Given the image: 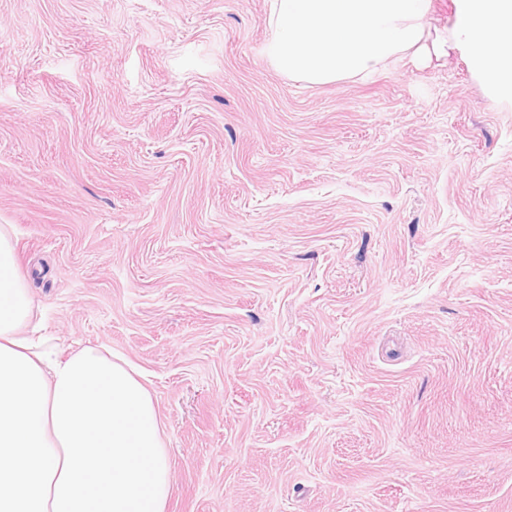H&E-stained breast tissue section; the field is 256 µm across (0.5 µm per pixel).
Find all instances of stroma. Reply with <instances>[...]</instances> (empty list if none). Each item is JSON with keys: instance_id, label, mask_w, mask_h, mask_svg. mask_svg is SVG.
Here are the masks:
<instances>
[{"instance_id": "35a3bbf8", "label": "stroma", "mask_w": 512, "mask_h": 512, "mask_svg": "<svg viewBox=\"0 0 512 512\" xmlns=\"http://www.w3.org/2000/svg\"><path fill=\"white\" fill-rule=\"evenodd\" d=\"M270 0H0V225L146 378L167 512H512V98L447 42L310 85Z\"/></svg>"}]
</instances>
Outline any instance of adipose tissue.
I'll return each instance as SVG.
<instances>
[{"instance_id": "ef3b65f1", "label": "adipose tissue", "mask_w": 512, "mask_h": 512, "mask_svg": "<svg viewBox=\"0 0 512 512\" xmlns=\"http://www.w3.org/2000/svg\"><path fill=\"white\" fill-rule=\"evenodd\" d=\"M453 40L512 93V0H457ZM34 303L0 225V512H166L168 451L154 401L122 355H61L28 328Z\"/></svg>"}]
</instances>
